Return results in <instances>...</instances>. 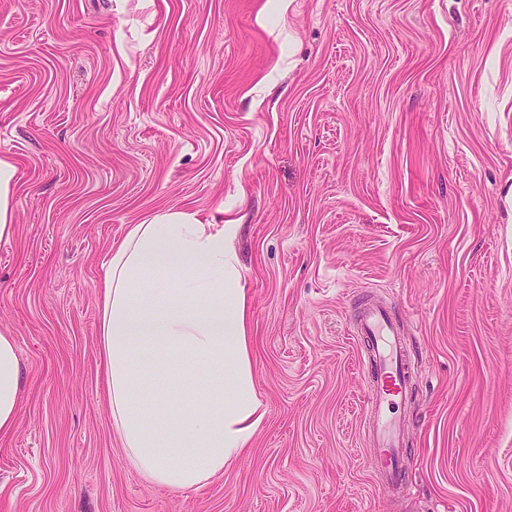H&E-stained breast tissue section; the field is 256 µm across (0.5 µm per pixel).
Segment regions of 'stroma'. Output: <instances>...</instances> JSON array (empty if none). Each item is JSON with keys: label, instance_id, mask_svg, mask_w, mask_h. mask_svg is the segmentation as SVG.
<instances>
[{"label": "stroma", "instance_id": "35a3bbf8", "mask_svg": "<svg viewBox=\"0 0 512 512\" xmlns=\"http://www.w3.org/2000/svg\"><path fill=\"white\" fill-rule=\"evenodd\" d=\"M0 512H512V0H0ZM238 227L252 448L146 482L112 432L101 267L165 210ZM415 365L408 489L366 466L360 299ZM15 165L6 156H0V242H8L15 233L11 206L12 187L15 178ZM20 362L15 337L0 331V435L16 427L20 410Z\"/></svg>", "mask_w": 512, "mask_h": 512}]
</instances>
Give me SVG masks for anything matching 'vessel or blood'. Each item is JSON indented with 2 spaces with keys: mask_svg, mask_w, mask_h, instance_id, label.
<instances>
[{
  "mask_svg": "<svg viewBox=\"0 0 512 512\" xmlns=\"http://www.w3.org/2000/svg\"><path fill=\"white\" fill-rule=\"evenodd\" d=\"M365 353L362 368L366 383V408L372 424L366 435L371 443L368 466L383 490H397L404 483L400 456L404 446L402 423L397 416L406 404L412 380L408 351L390 310L374 299L364 300L356 320Z\"/></svg>",
  "mask_w": 512,
  "mask_h": 512,
  "instance_id": "obj_1",
  "label": "vessel or blood"
}]
</instances>
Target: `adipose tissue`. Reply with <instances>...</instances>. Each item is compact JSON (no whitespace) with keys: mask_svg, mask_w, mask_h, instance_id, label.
<instances>
[{"mask_svg":"<svg viewBox=\"0 0 512 512\" xmlns=\"http://www.w3.org/2000/svg\"><path fill=\"white\" fill-rule=\"evenodd\" d=\"M234 224L166 211L129 225L103 264L98 351L112 428L132 466L171 491L202 486L252 446L249 295ZM20 362L0 331V435L16 427ZM153 388L149 407L139 395Z\"/></svg>","mask_w":512,"mask_h":512,"instance_id":"obj_1","label":"adipose tissue"}]
</instances>
